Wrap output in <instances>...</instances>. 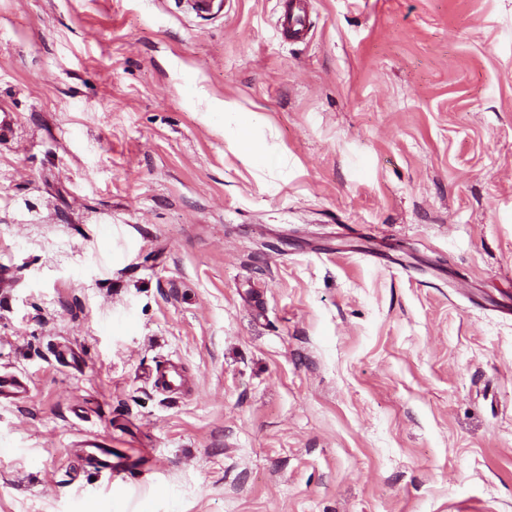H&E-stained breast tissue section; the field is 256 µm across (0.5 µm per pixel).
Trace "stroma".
<instances>
[{
  "instance_id": "1",
  "label": "stroma",
  "mask_w": 512,
  "mask_h": 512,
  "mask_svg": "<svg viewBox=\"0 0 512 512\" xmlns=\"http://www.w3.org/2000/svg\"><path fill=\"white\" fill-rule=\"evenodd\" d=\"M279 15L0 0V512H512V0ZM282 13L278 24L289 40H302L308 34L309 0H281ZM154 386L170 394H181L188 388L186 377L174 365L156 370L151 375ZM30 388L16 375L0 373V400H21L29 396ZM79 451L87 464L104 472L112 474L125 466L124 457L112 455V441L98 437L87 438L80 442Z\"/></svg>"
}]
</instances>
